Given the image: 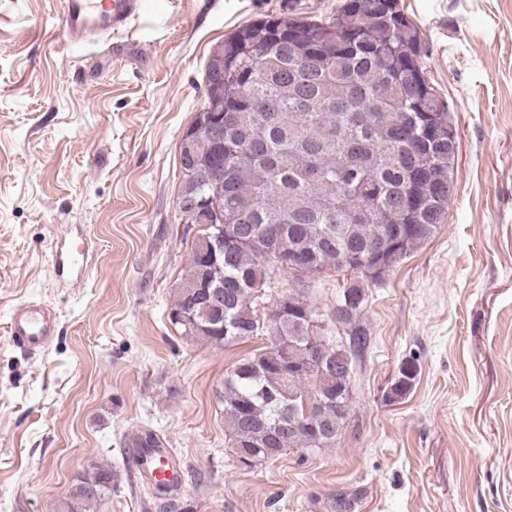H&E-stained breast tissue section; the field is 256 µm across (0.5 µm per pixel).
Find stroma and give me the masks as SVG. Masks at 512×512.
<instances>
[{"instance_id":"obj_1","label":"stroma","mask_w":512,"mask_h":512,"mask_svg":"<svg viewBox=\"0 0 512 512\" xmlns=\"http://www.w3.org/2000/svg\"><path fill=\"white\" fill-rule=\"evenodd\" d=\"M338 2L148 0L132 41L78 49L61 0H0V512H62L95 464L115 474L96 512H153L128 446L142 428L169 448L191 512H336L340 492L349 512H512V0H400L457 130L455 188L435 236L363 284L371 343L335 447L239 467L218 396L268 334L219 349L169 320L197 237L177 221L179 144L214 45ZM76 229L88 268L72 282L53 257ZM350 280L308 281L343 343L333 314ZM28 301L59 324L37 352L7 333ZM406 362L416 380L390 401Z\"/></svg>"}]
</instances>
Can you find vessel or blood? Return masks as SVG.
Masks as SVG:
<instances>
[{
	"label": "vessel or blood",
	"mask_w": 512,
	"mask_h": 512,
	"mask_svg": "<svg viewBox=\"0 0 512 512\" xmlns=\"http://www.w3.org/2000/svg\"><path fill=\"white\" fill-rule=\"evenodd\" d=\"M146 11V0H62L63 32L69 44L100 46L129 32L132 22ZM86 251L73 239L65 238L56 253L55 264L72 276L82 275ZM9 335L14 345L37 351L49 345L57 334V321L44 304L28 302L16 306L10 316ZM142 477L153 481H173L176 472L167 450L160 449L138 457Z\"/></svg>",
	"instance_id": "1"
}]
</instances>
